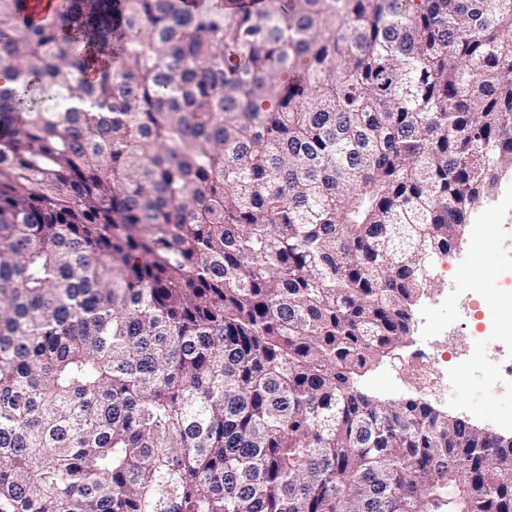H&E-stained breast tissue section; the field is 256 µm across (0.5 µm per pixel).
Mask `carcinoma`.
I'll return each mask as SVG.
<instances>
[{"mask_svg":"<svg viewBox=\"0 0 512 512\" xmlns=\"http://www.w3.org/2000/svg\"><path fill=\"white\" fill-rule=\"evenodd\" d=\"M0 0V512H512L357 378L512 171V0Z\"/></svg>","mask_w":512,"mask_h":512,"instance_id":"obj_1","label":"carcinoma"}]
</instances>
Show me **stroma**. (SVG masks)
<instances>
[{
	"label": "stroma",
	"instance_id": "35a3bbf8",
	"mask_svg": "<svg viewBox=\"0 0 512 512\" xmlns=\"http://www.w3.org/2000/svg\"><path fill=\"white\" fill-rule=\"evenodd\" d=\"M466 269L474 294L451 286L450 274ZM512 303V175L503 177L496 193L475 210L464 234L448 255L447 272L438 274L433 286L413 309V335L432 330L440 349L456 352L465 333L489 332L487 364L499 370L494 383L476 377L469 384L450 388L439 402L448 416L512 436V378L502 366L512 363V324L507 323L505 303Z\"/></svg>",
	"mask_w": 512,
	"mask_h": 512
}]
</instances>
